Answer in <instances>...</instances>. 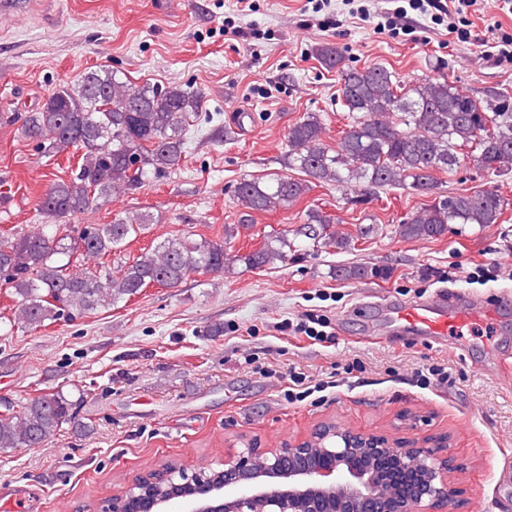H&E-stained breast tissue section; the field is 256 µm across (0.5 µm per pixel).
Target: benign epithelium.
I'll return each mask as SVG.
<instances>
[{
  "label": "benign epithelium",
  "instance_id": "obj_1",
  "mask_svg": "<svg viewBox=\"0 0 512 512\" xmlns=\"http://www.w3.org/2000/svg\"><path fill=\"white\" fill-rule=\"evenodd\" d=\"M247 448L224 469L115 498L114 512H446L455 502L453 458L429 441L398 445L388 436L320 424L310 437L271 452Z\"/></svg>",
  "mask_w": 512,
  "mask_h": 512
}]
</instances>
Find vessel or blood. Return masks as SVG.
<instances>
[{
	"instance_id": "1",
	"label": "vessel or blood",
	"mask_w": 512,
	"mask_h": 512,
	"mask_svg": "<svg viewBox=\"0 0 512 512\" xmlns=\"http://www.w3.org/2000/svg\"><path fill=\"white\" fill-rule=\"evenodd\" d=\"M480 311L470 298L454 291L425 303L391 307L389 316L407 334L442 339Z\"/></svg>"
}]
</instances>
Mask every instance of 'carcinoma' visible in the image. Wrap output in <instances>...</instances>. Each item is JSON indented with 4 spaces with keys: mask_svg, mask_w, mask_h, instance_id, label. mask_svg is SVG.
Segmentation results:
<instances>
[{
    "mask_svg": "<svg viewBox=\"0 0 512 512\" xmlns=\"http://www.w3.org/2000/svg\"><path fill=\"white\" fill-rule=\"evenodd\" d=\"M328 69L340 73V98L350 123L340 142L324 141L319 114H304L288 128L287 166L302 178L272 174L244 179L235 198L245 216L296 205L312 184H331L362 194L389 188L432 195V203L399 224L406 239H438L450 224L499 223L507 206L492 189L436 195L437 174L461 163L497 176L512 174V111L506 102L481 104L447 77H424L412 85L397 81L381 65L351 69L336 47L316 49ZM201 88L146 82L133 87L119 70L95 69L76 84L57 88L40 109L24 117L23 133L48 157L80 154L69 179L52 184L36 206L43 224L28 231L0 232V285L10 290L12 315L6 326L35 331L45 322L73 319L127 302L145 289L178 287L195 272L236 273L272 268L288 261L294 239L342 252L353 236L342 220L317 209L305 211L296 229H272L260 247L242 254L227 247L250 224L224 225V241L167 239L145 249L114 271L77 268L78 259L120 253L153 224L147 213L126 211L107 224L77 230L71 219L100 202L132 194L153 176L179 170L189 119L202 107ZM373 274L362 265L341 266L336 276L361 280ZM75 419V403L62 391H42L23 400H0V453L41 448Z\"/></svg>",
    "mask_w": 512,
    "mask_h": 512,
    "instance_id": "1",
    "label": "carcinoma"
}]
</instances>
